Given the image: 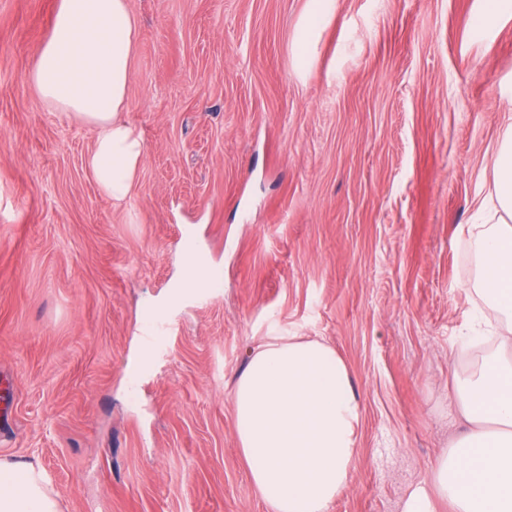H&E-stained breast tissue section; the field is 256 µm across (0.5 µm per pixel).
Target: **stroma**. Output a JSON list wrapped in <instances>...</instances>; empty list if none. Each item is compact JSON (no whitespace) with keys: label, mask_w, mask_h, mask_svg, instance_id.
I'll use <instances>...</instances> for the list:
<instances>
[{"label":"stroma","mask_w":512,"mask_h":512,"mask_svg":"<svg viewBox=\"0 0 512 512\" xmlns=\"http://www.w3.org/2000/svg\"><path fill=\"white\" fill-rule=\"evenodd\" d=\"M127 3L144 158L115 203L93 130L27 79L55 0H0V455L36 459L62 512H269L231 389L255 346L310 336L361 401L329 512H404L491 331L468 228L512 126V15L336 0L300 69L308 0ZM188 230L212 286L173 304Z\"/></svg>","instance_id":"35a3bbf8"}]
</instances>
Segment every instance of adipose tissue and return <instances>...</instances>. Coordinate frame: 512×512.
Here are the masks:
<instances>
[{"label":"adipose tissue","instance_id":"1","mask_svg":"<svg viewBox=\"0 0 512 512\" xmlns=\"http://www.w3.org/2000/svg\"><path fill=\"white\" fill-rule=\"evenodd\" d=\"M336 0H309L295 50L308 63ZM136 21L127 0H55L51 32L28 75L52 108L95 133L85 166L100 191L126 200L142 165L140 132L122 116L131 82ZM481 294L501 317L486 366L455 389L463 423L405 512H512V129L494 157L483 223L471 225ZM233 399L241 452L270 512H327L346 486L360 403L343 359L327 344L275 336L249 354ZM0 512H60L41 465L0 456Z\"/></svg>","mask_w":512,"mask_h":512}]
</instances>
